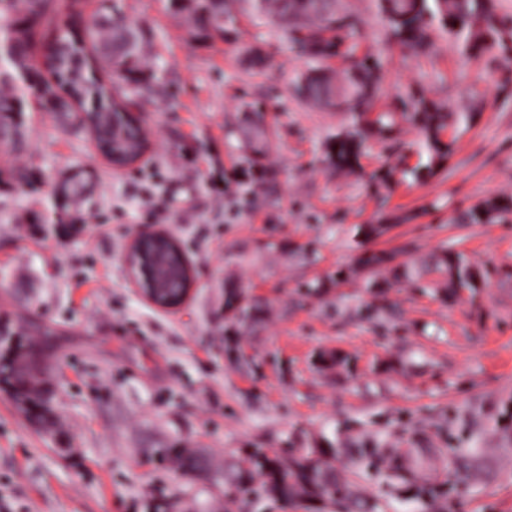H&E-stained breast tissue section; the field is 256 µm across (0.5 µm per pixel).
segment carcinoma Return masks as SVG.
Segmentation results:
<instances>
[{
  "mask_svg": "<svg viewBox=\"0 0 512 512\" xmlns=\"http://www.w3.org/2000/svg\"><path fill=\"white\" fill-rule=\"evenodd\" d=\"M165 9L185 19L191 36L203 39H228L234 34L233 19L226 0H162ZM258 16L280 25L310 62L309 69L319 70L318 63L339 57L346 67L340 78L324 75L315 79L300 74L295 81L298 97L328 109L338 101L353 102L350 108L356 136H336L329 147V158L339 170L353 171L358 166L367 133H390L397 118L408 119L426 133L423 151L427 161L411 171L415 179L434 175L453 150L454 140L440 138L448 126L445 108L425 95H409L400 100L401 113L380 112L364 121L369 100L364 89L377 78L379 64L360 55L359 20L336 12L335 0H307V6L297 8V0H251ZM391 36L404 47L419 55L430 48L428 28L437 23L459 47L460 58L468 61L476 56L504 46V19L496 14L494 0H377ZM54 31L50 69L55 79L50 83L38 80L36 58L42 31ZM151 34L129 22L117 5L111 11L94 15L77 33L59 22L53 0H0V139L5 157L21 151L28 131L25 113L38 109L54 112L71 121L72 128L95 134L102 153L117 163L139 156L143 149L135 119L127 107L133 98L149 89L144 82L145 50ZM98 73L116 76L122 85L104 82ZM34 174L24 167L12 165L0 169V182L31 185ZM90 183L82 170L67 177L55 192L58 217L71 203L83 198ZM493 212L512 214V199L485 200L459 216L464 224H480ZM151 254L166 258L162 286L178 288L175 275L177 256L169 246L150 244ZM392 254L364 249L357 256L358 267L371 275L367 287L383 295L391 287L388 280L379 281L373 274L387 266ZM426 271L449 279L448 287L438 289L444 301L457 296V290L475 287L476 267L463 254L444 250L432 257ZM225 305L235 311L243 325L252 318L248 295L242 289H230ZM15 370L4 379L10 390L23 396L30 412L42 421V413L51 402L47 378L33 373L36 363H45L42 348L33 340L22 337L14 349ZM164 456L187 470L197 467L199 456L182 448H168ZM336 457L333 448H307L285 464L277 456L256 448L249 456V468H231L224 480L239 492H252L256 477L263 478L266 493L276 501L292 502L299 498L332 501L345 488L339 483L330 465Z\"/></svg>",
  "mask_w": 512,
  "mask_h": 512,
  "instance_id": "cac0c4a2",
  "label": "carcinoma"
}]
</instances>
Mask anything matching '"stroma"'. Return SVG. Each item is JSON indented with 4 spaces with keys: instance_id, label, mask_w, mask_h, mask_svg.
I'll list each match as a JSON object with an SVG mask.
<instances>
[{
    "instance_id": "35a3bbf8",
    "label": "stroma",
    "mask_w": 512,
    "mask_h": 512,
    "mask_svg": "<svg viewBox=\"0 0 512 512\" xmlns=\"http://www.w3.org/2000/svg\"><path fill=\"white\" fill-rule=\"evenodd\" d=\"M117 2L153 35L148 67L162 79L135 105L153 145L117 169L89 134L33 112L11 161L37 181L0 186V328L39 339L59 426L42 435L0 387V512H340L306 498L278 507L259 481L224 495L225 460L331 445L372 512H512V214L452 221L512 198V50L464 65L436 27L430 53L414 58L375 0H336L381 63L372 112L421 91L448 113L475 115L441 172L414 182L404 172L422 135L405 121L367 140L358 170L335 169L327 149L348 116L295 97L303 58L244 0H231L238 33L224 41L189 36L161 0ZM247 44L264 49V70L244 64ZM257 102L269 130L259 181L238 133ZM79 169L96 176L92 198L58 223L51 189ZM153 200L166 204L156 231L181 242L195 273L190 299L170 310L146 301L126 271ZM360 224L387 230L361 245ZM297 244L306 253L290 255ZM363 246L409 264L460 251L482 278L447 305L393 283L389 311L372 316L356 267ZM312 280L324 289L304 290ZM229 288L260 306L246 329L224 306ZM328 351L348 354L349 367H321ZM372 445L384 455H358ZM165 448L200 451L215 470L188 474ZM492 212L500 214H512V199L493 198L476 204L469 210L459 216V220L464 224H481Z\"/></svg>"
}]
</instances>
